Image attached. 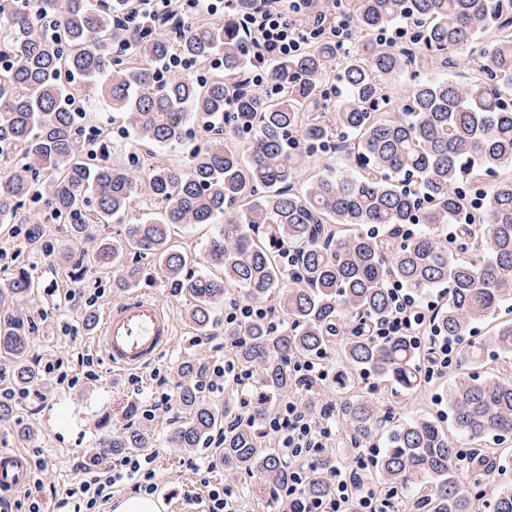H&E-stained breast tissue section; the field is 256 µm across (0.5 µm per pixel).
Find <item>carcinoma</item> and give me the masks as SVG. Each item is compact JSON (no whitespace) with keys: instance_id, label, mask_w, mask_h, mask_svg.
Wrapping results in <instances>:
<instances>
[{"instance_id":"obj_1","label":"carcinoma","mask_w":512,"mask_h":512,"mask_svg":"<svg viewBox=\"0 0 512 512\" xmlns=\"http://www.w3.org/2000/svg\"><path fill=\"white\" fill-rule=\"evenodd\" d=\"M128 8V0H31L24 10L0 11V158L12 163L0 177V224L18 223L19 208L37 191L51 212L71 218L70 235L78 238L89 217L123 219L132 201L145 197L161 204L158 222L129 220L123 238L101 244L86 264L115 269L116 285L132 288L140 271L124 264L126 253L156 255L166 286L189 300L184 318L201 334L212 327L227 285L248 300L276 302L284 312L279 331L256 319L237 349L239 361L255 367L263 390L253 426L222 428L226 413L201 400L195 388L203 366L186 359L179 363L186 384L178 397L186 417L168 437L173 448H200L224 429V470L258 473L271 489L288 484V468L275 449L263 447L256 426L291 390L288 359L315 357L342 337L350 370L413 391L422 377L409 341L375 342L360 335V321L389 313L392 280L420 295L448 289L437 331L460 343L466 371L448 391L443 419L387 423L362 396L343 401L337 416L356 444L382 431L377 474L401 487L410 507L476 512L483 498L492 512H512V482H492L500 459L490 448L474 449L460 483L458 450L442 424L447 420L458 436L479 444L512 438V378L477 373L484 347L471 336L476 324L512 309V177L497 182L477 223L467 220L466 194L458 188L512 165V105L505 99L512 92V0H353L359 39L347 56L333 41L320 40L276 65L279 98L240 92L231 109L232 80L245 68L236 17L225 18L222 27L187 25L174 38L163 25L120 28L115 20ZM39 18L54 22V32H37ZM409 21L418 31L420 54L376 38ZM114 41L129 44L130 59L112 56ZM175 48L200 60L221 56L224 75L200 82L181 74L156 85L154 65ZM429 53L448 68L465 57L481 78L458 85L445 76L426 77L414 85L410 104L395 107L389 80ZM72 74L95 86L107 111L126 117L143 146L174 150L205 121L212 137L187 164H156L139 177L120 164L90 162L63 81ZM333 74L343 91L330 118L321 92ZM226 122L248 136L243 145L224 142ZM293 134L317 151L332 146L356 165L300 186ZM41 172L45 178L36 185L34 175ZM422 200L428 203L423 212ZM174 224L219 225L208 253L224 277L185 273L189 258L169 237ZM406 224L419 229L392 242L388 231ZM450 226L452 248L444 238ZM286 249L296 256L291 271ZM290 278L305 287L288 285ZM32 288L25 274L0 282V312ZM494 345L495 356H512V323L499 327ZM27 346L19 325L1 318L0 352L13 360L19 388L40 381ZM153 443L151 434L135 430L112 437L109 447L120 452ZM336 466V458L324 457L306 496L330 494Z\"/></svg>"}]
</instances>
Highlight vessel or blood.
Here are the masks:
<instances>
[{
    "instance_id": "b4317fda",
    "label": "vessel or blood",
    "mask_w": 512,
    "mask_h": 512,
    "mask_svg": "<svg viewBox=\"0 0 512 512\" xmlns=\"http://www.w3.org/2000/svg\"><path fill=\"white\" fill-rule=\"evenodd\" d=\"M175 331L173 313L153 297L134 293L105 312L94 343L106 355L113 371L144 372L169 348ZM27 457L0 450V494L27 488Z\"/></svg>"
}]
</instances>
